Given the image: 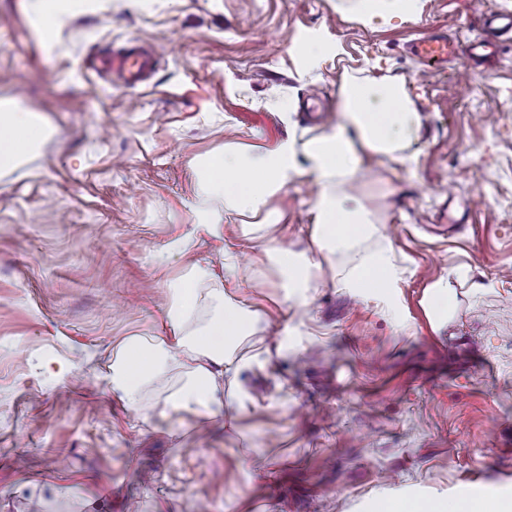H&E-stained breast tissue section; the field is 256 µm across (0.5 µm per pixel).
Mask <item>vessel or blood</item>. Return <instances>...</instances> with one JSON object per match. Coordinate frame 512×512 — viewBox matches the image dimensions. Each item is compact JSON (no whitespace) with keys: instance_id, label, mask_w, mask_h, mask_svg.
Returning a JSON list of instances; mask_svg holds the SVG:
<instances>
[{"instance_id":"obj_1","label":"vessel or blood","mask_w":512,"mask_h":512,"mask_svg":"<svg viewBox=\"0 0 512 512\" xmlns=\"http://www.w3.org/2000/svg\"><path fill=\"white\" fill-rule=\"evenodd\" d=\"M482 34L476 39L456 41L440 34H429L411 44L410 50L421 63L431 68L447 66L458 59L467 68L491 64L499 55L503 42L512 41V12L498 11L480 16ZM158 65L153 49L139 39H128L124 46L96 65L97 74L110 77L128 89L148 82Z\"/></svg>"}]
</instances>
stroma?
<instances>
[{"mask_svg": "<svg viewBox=\"0 0 512 512\" xmlns=\"http://www.w3.org/2000/svg\"><path fill=\"white\" fill-rule=\"evenodd\" d=\"M29 4L0 0V101L49 128L0 173V512H378L384 498L455 512L512 497V42L474 72L428 73L408 50L435 32L480 36L477 10L512 0H422L370 24L347 0H100L50 51ZM131 37L160 59L146 85L82 68ZM315 37L330 51L308 69ZM347 73L401 79L422 116L414 167L362 152L353 190L402 276L389 301L361 299L326 262L295 308L240 220L200 227L196 165L228 143L272 149L332 127ZM313 197L308 176L289 182L266 237L313 253ZM196 265L212 269L207 291L258 312L237 350L248 366L225 374L218 416L170 408L178 368L131 410L108 381L112 351L177 335L172 287ZM442 276L439 325L428 287ZM430 313L434 320L448 319L451 299L450 286L447 278H440L430 285Z\"/></svg>", "mask_w": 512, "mask_h": 512, "instance_id": "35a3bbf8", "label": "stroma"}]
</instances>
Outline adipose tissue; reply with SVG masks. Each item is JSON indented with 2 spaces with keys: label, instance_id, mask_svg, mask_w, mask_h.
<instances>
[{
  "label": "adipose tissue",
  "instance_id": "adipose-tissue-1",
  "mask_svg": "<svg viewBox=\"0 0 512 512\" xmlns=\"http://www.w3.org/2000/svg\"><path fill=\"white\" fill-rule=\"evenodd\" d=\"M73 7L74 0H34L32 18L44 46H51ZM338 112L335 127L305 141L291 137L272 150L228 147L209 157L198 168L195 194L205 201L220 199L224 211L202 212V223L217 235L223 219L232 216L275 222L271 200L291 180L309 175L316 188L314 242L322 259H337V284L361 296L374 291L386 296L398 283L391 248L353 189L363 176L361 151L405 166L415 162L410 146L421 115L402 81L352 76L340 87ZM47 133L33 114L16 106L0 109V167L18 164ZM262 249L286 279L293 305L306 306L311 288L318 285L319 261L272 240ZM210 275L209 268L196 267L179 280L169 319L180 335L137 336L113 349L109 382L128 407L138 408L145 386L165 379L175 367L185 369L189 379L171 396L174 410L206 417L223 407L224 374L236 362L239 342L252 335L258 314L223 293L204 292L202 285ZM204 305L211 310L210 318L202 328L188 329L189 320Z\"/></svg>",
  "mask_w": 512,
  "mask_h": 512
}]
</instances>
